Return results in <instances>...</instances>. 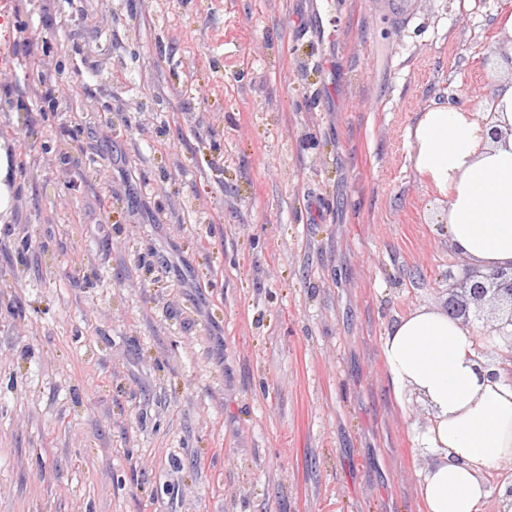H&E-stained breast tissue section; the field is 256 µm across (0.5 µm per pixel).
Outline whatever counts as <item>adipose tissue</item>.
Here are the masks:
<instances>
[{
  "label": "adipose tissue",
  "instance_id": "obj_1",
  "mask_svg": "<svg viewBox=\"0 0 512 512\" xmlns=\"http://www.w3.org/2000/svg\"><path fill=\"white\" fill-rule=\"evenodd\" d=\"M488 111L482 121L445 104L421 113L411 160L448 191L449 248L490 271L512 267V80ZM474 345L439 307L398 317L384 341L393 397L413 390L431 411L417 437L437 457L419 485L426 512H480L489 472L512 462V384L489 377Z\"/></svg>",
  "mask_w": 512,
  "mask_h": 512
}]
</instances>
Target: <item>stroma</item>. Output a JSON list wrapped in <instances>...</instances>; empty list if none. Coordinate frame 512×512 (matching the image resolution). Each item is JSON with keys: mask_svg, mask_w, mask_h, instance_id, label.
I'll return each mask as SVG.
<instances>
[{"mask_svg": "<svg viewBox=\"0 0 512 512\" xmlns=\"http://www.w3.org/2000/svg\"><path fill=\"white\" fill-rule=\"evenodd\" d=\"M390 2L0 0V512H425L383 341L478 269L410 133L512 0Z\"/></svg>", "mask_w": 512, "mask_h": 512, "instance_id": "stroma-1", "label": "stroma"}]
</instances>
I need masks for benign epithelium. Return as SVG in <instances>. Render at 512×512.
<instances>
[{
	"mask_svg": "<svg viewBox=\"0 0 512 512\" xmlns=\"http://www.w3.org/2000/svg\"><path fill=\"white\" fill-rule=\"evenodd\" d=\"M492 303L502 312L499 324L482 326L481 335L485 339L493 338L502 332L505 326H512V268L496 269L480 275H472L463 282L461 292L448 293L443 305L448 315L466 327L483 320L482 312L486 304ZM496 499L499 501L497 512H512V465L494 472Z\"/></svg>",
	"mask_w": 512,
	"mask_h": 512,
	"instance_id": "7a95c632",
	"label": "benign epithelium"
}]
</instances>
